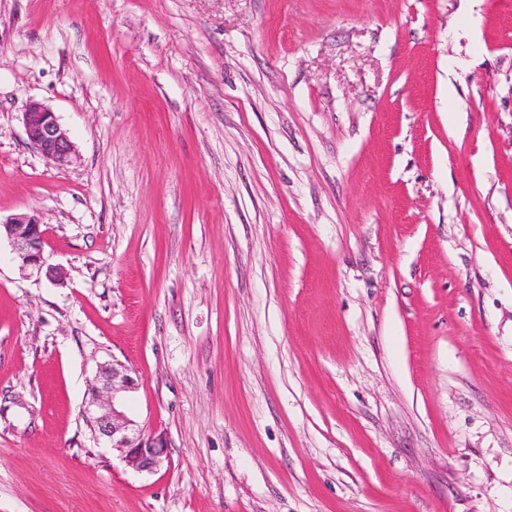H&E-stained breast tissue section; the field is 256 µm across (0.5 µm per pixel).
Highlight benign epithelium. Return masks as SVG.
I'll use <instances>...</instances> for the list:
<instances>
[{"label": "benign epithelium", "instance_id": "7a95c632", "mask_svg": "<svg viewBox=\"0 0 512 512\" xmlns=\"http://www.w3.org/2000/svg\"><path fill=\"white\" fill-rule=\"evenodd\" d=\"M29 142L49 162L62 165L73 153V144L58 122L55 112L41 103H32L23 115ZM5 237L23 268L40 270L44 257L45 229L33 215L16 214L0 221V237ZM136 389L129 369L120 363L99 367L97 386L84 413L95 436L109 442L121 454L122 461L138 472L156 470L166 457L165 437L158 433L144 435L136 422L122 410L126 394Z\"/></svg>", "mask_w": 512, "mask_h": 512}]
</instances>
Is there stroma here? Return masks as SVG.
I'll use <instances>...</instances> for the list:
<instances>
[{"label":"stroma","instance_id":"obj_1","mask_svg":"<svg viewBox=\"0 0 512 512\" xmlns=\"http://www.w3.org/2000/svg\"><path fill=\"white\" fill-rule=\"evenodd\" d=\"M19 213L63 279L0 241V512H512V0H0ZM29 142L53 164L62 165L73 153V144L58 122L55 112L41 103H31L23 115ZM97 383L84 409L95 436L118 450L128 467L153 472L166 457L167 443L161 433L142 434L122 410L126 393L137 385L131 372L120 363H106L99 367Z\"/></svg>","mask_w":512,"mask_h":512}]
</instances>
